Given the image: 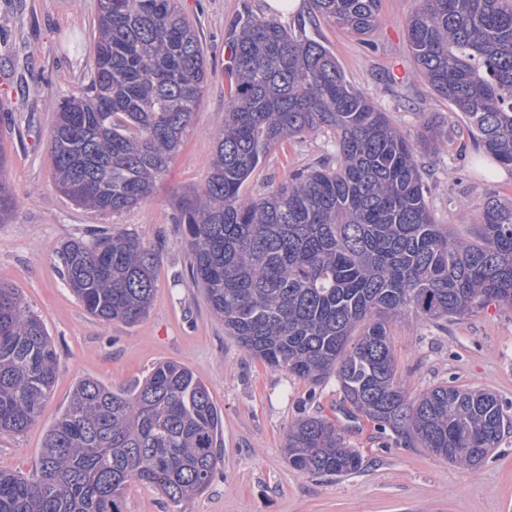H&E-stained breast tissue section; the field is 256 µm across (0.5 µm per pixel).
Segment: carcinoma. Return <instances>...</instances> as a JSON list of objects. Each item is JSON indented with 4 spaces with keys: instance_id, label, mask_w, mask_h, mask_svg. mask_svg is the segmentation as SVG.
<instances>
[{
    "instance_id": "1",
    "label": "carcinoma",
    "mask_w": 512,
    "mask_h": 512,
    "mask_svg": "<svg viewBox=\"0 0 512 512\" xmlns=\"http://www.w3.org/2000/svg\"><path fill=\"white\" fill-rule=\"evenodd\" d=\"M360 40L381 0H311ZM405 35L417 73L462 113L474 145L512 167V0H414ZM224 71V126L204 186L177 199L191 273L212 314L253 357L320 383L333 376L353 410L463 469L481 465L512 415L484 389L441 385L413 397L397 374L390 321L456 319L512 308V203L488 201L461 239L435 222L418 155L449 135L424 119L416 137L353 87L336 57L273 17L241 20ZM209 78L179 0H99L93 78L65 98L48 150L56 189L119 214L149 198L191 130ZM329 130L336 166L312 165L253 199L242 187L273 148ZM0 151V222L18 208ZM68 288L98 321L149 309L157 254L131 234L58 251ZM59 357L21 291L0 282V432L33 425ZM221 411L183 364L163 362L132 391L80 380L28 476L0 470V512H124L141 482L180 505L203 494L223 459ZM289 463L345 476L362 466L336 423L288 429Z\"/></svg>"
}]
</instances>
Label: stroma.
I'll use <instances>...</instances> for the list:
<instances>
[{
  "mask_svg": "<svg viewBox=\"0 0 512 512\" xmlns=\"http://www.w3.org/2000/svg\"><path fill=\"white\" fill-rule=\"evenodd\" d=\"M413 0H382L368 41L310 14L280 15L304 25L327 46L350 83L367 91L408 135L421 117L449 131L436 153L420 155L437 223L473 236L470 215L490 199L512 200V170L483 169L462 115L436 97L415 70L404 33ZM205 51L210 78L194 126L152 197L118 215L77 206L53 182L48 140L60 102L85 89L93 70L98 0H0V151L20 200L0 223V281L19 288L44 322L59 354L52 396L24 433L0 432V469L28 473L45 432L66 408L79 379L134 389L158 363L188 366L223 415L224 457L208 490L186 512H512V432L477 468L463 470L424 448H407L344 403L335 378L320 384L254 359L211 313L191 276V254L174 221L179 195L201 189L213 156L212 134L224 124L228 30L266 0H181ZM335 163L334 137L318 131L272 149L243 186L258 197L294 170ZM122 230L158 255L149 312L133 324H101L67 288L57 257L71 239ZM399 374L418 395L439 385L485 388L512 403V310L495 304L461 318L430 321L409 314L391 321ZM335 420L358 450L359 471L313 475L284 454L288 429L305 415Z\"/></svg>",
  "mask_w": 512,
  "mask_h": 512,
  "instance_id": "1",
  "label": "stroma"
}]
</instances>
